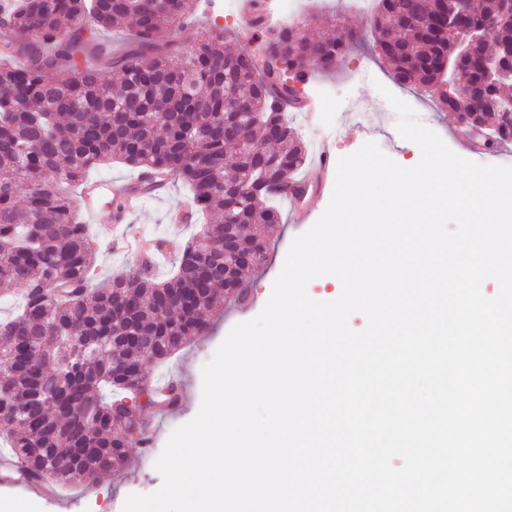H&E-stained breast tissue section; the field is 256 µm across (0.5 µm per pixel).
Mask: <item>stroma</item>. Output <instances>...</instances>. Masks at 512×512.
<instances>
[{"instance_id":"stroma-1","label":"stroma","mask_w":512,"mask_h":512,"mask_svg":"<svg viewBox=\"0 0 512 512\" xmlns=\"http://www.w3.org/2000/svg\"><path fill=\"white\" fill-rule=\"evenodd\" d=\"M303 30L315 37L331 25L342 30L368 29L371 18L351 12L345 0H307L303 13ZM227 30L225 46L232 51L247 46L253 37L250 14L246 0H211L210 5L198 9L196 20L184 25L173 37V57H180L207 32ZM368 69L370 80L357 81L360 69ZM413 100L417 112L423 113L433 130L454 152L481 164L512 165V140L496 144L493 148L474 150L469 137L463 134L456 116L437 109L433 99L422 89L395 83L385 61L373 47L372 39L355 45L336 64L335 69L323 72L311 70L303 89L312 96L315 107L312 114L303 110H289L288 118L298 130L307 150H315L320 142H328L335 157L354 153L365 142H375L380 149L404 167L417 164L420 159L418 147L401 139L396 131V121L382 97V90ZM334 185L333 178H325L314 193L306 198L309 215L306 222H294L289 203H279L281 223L273 236L269 237V249L262 264L247 284L248 290L270 298L273 284L281 272L287 250L292 240L309 230L312 223L324 212ZM190 197L187 188L177 180L170 181L163 196L148 199L143 209L133 216L144 235L149 237L180 234L187 238L197 233L210 218L199 215L197 222L179 223L184 206ZM96 250L93 284H101L114 276L132 277L141 256L130 251L112 248V232L106 226L89 229ZM259 308L241 310L234 302L225 301L223 309L210 316L212 329L208 335L194 336L164 366L146 364L147 378H170L181 381L184 397L181 406L171 412L144 413L152 432L150 448L132 444L128 449L129 466L124 471L107 470L90 485L68 487L74 497V512H122L129 494L148 495L157 491L162 478L154 468L171 432L190 421L197 413L201 402L202 368L208 363L228 332L238 323L256 318ZM0 512H57L53 502L42 491L26 485L7 486L0 484Z\"/></svg>"}]
</instances>
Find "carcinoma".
Returning <instances> with one entry per match:
<instances>
[{
    "label": "carcinoma",
    "instance_id": "carcinoma-1",
    "mask_svg": "<svg viewBox=\"0 0 512 512\" xmlns=\"http://www.w3.org/2000/svg\"><path fill=\"white\" fill-rule=\"evenodd\" d=\"M445 2L463 28L486 31L465 56L448 33ZM503 2L377 0L368 31L319 39L299 24L267 26L258 14L257 48L229 52L217 31L177 62L158 52L159 41L184 26L197 0H15L0 9V27L25 40L9 43L24 63H0V287L23 295L17 313L0 319V441L28 481L92 483L121 469L139 419L114 420L112 404L137 398L144 364L166 362L207 332L209 312L244 297L254 268H237L226 290L224 225L263 224L272 234L274 201L297 195L307 153L281 103H303L296 85L307 70L332 69L369 34L400 85L464 76L471 89L454 99V112L495 130L491 101L512 81L490 79L482 66L498 55L512 67V10ZM124 23L136 49L114 56L98 34ZM90 54L100 67L87 65ZM114 158L177 178L216 223L187 242L196 263L180 257L158 280L144 262L89 300L96 251L64 186ZM140 327L160 342L128 341ZM20 342L39 353L38 365L10 361Z\"/></svg>",
    "mask_w": 512,
    "mask_h": 512
}]
</instances>
